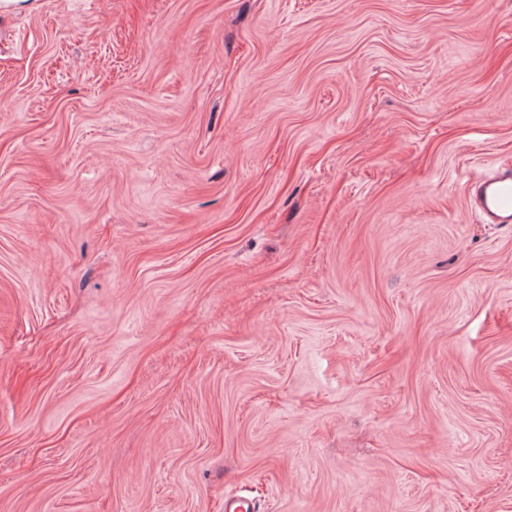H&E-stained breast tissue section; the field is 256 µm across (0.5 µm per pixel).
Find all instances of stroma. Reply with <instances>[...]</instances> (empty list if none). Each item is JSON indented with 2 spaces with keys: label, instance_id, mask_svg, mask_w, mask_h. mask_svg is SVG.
Returning a JSON list of instances; mask_svg holds the SVG:
<instances>
[{
  "label": "stroma",
  "instance_id": "1",
  "mask_svg": "<svg viewBox=\"0 0 512 512\" xmlns=\"http://www.w3.org/2000/svg\"><path fill=\"white\" fill-rule=\"evenodd\" d=\"M512 0L0 9V512H512ZM470 200L486 224L512 223V168L501 167L493 175L476 182Z\"/></svg>",
  "mask_w": 512,
  "mask_h": 512
}]
</instances>
